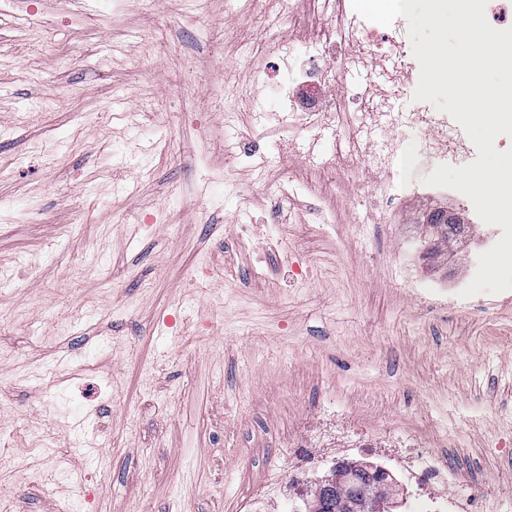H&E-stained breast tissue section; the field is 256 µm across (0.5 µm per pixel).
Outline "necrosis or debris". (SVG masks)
I'll return each instance as SVG.
<instances>
[{"instance_id": "necrosis-or-debris-1", "label": "necrosis or debris", "mask_w": 512, "mask_h": 512, "mask_svg": "<svg viewBox=\"0 0 512 512\" xmlns=\"http://www.w3.org/2000/svg\"><path fill=\"white\" fill-rule=\"evenodd\" d=\"M305 16L314 25L313 38L303 45L282 40L276 48L277 80H270L266 72H258L249 93L256 98L272 94L281 111V124L291 128H315L327 112L337 117L339 126H355L356 131L348 137L346 145L332 149L324 157L309 154L313 167L346 174L351 196L361 197L366 184L353 170V159L361 156L373 165L389 167L398 156L397 141L390 136H375L376 130L384 125L390 131H413L418 155L429 158L433 164L466 165L475 160L477 149L462 127L448 114L430 111L423 103H416L407 112L387 114L382 102L373 100L363 112L355 114L348 100L322 96V88L336 83L343 74L371 65L401 84H411L418 63L411 48L399 37L402 21L382 29L377 23L348 14L343 0H306ZM354 445L387 462L405 483L408 512H478L479 504L492 492L488 485L470 484L460 493L441 495V487L448 484V464L420 450L415 438L388 432L378 437L359 436ZM288 446L291 466L287 477L263 486L246 504L245 512H264L272 500L300 501L311 477L329 465L327 455L314 451L306 438H291Z\"/></svg>"}]
</instances>
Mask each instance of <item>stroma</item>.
<instances>
[{"mask_svg": "<svg viewBox=\"0 0 512 512\" xmlns=\"http://www.w3.org/2000/svg\"><path fill=\"white\" fill-rule=\"evenodd\" d=\"M300 0H0V469L8 512H232L287 472L323 404L418 434L512 512V300L428 258L389 169L354 199L257 122L243 48L308 33ZM374 71L336 95L411 99ZM137 115H129V108ZM249 139L250 157L224 158ZM100 448L104 463L90 458Z\"/></svg>", "mask_w": 512, "mask_h": 512, "instance_id": "obj_1", "label": "stroma"}]
</instances>
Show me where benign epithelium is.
Masks as SVG:
<instances>
[{
	"mask_svg": "<svg viewBox=\"0 0 512 512\" xmlns=\"http://www.w3.org/2000/svg\"><path fill=\"white\" fill-rule=\"evenodd\" d=\"M387 475L339 466L314 492L315 508L321 512L326 498L336 495V512H387Z\"/></svg>",
	"mask_w": 512,
	"mask_h": 512,
	"instance_id": "7a95c632",
	"label": "benign epithelium"
}]
</instances>
